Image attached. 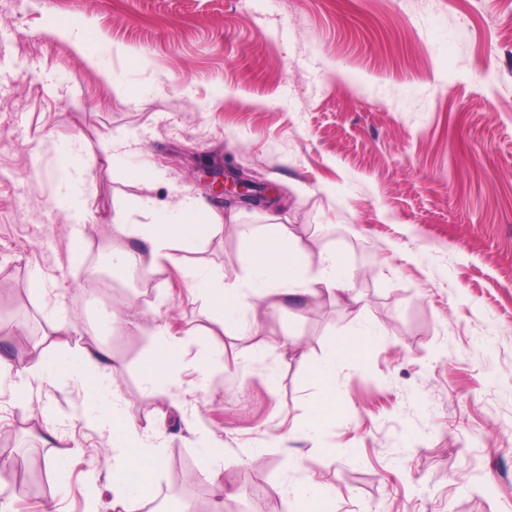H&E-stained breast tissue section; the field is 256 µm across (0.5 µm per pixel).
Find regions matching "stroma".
Segmentation results:
<instances>
[{
    "label": "stroma",
    "mask_w": 512,
    "mask_h": 512,
    "mask_svg": "<svg viewBox=\"0 0 512 512\" xmlns=\"http://www.w3.org/2000/svg\"><path fill=\"white\" fill-rule=\"evenodd\" d=\"M79 30L100 40L98 62ZM76 147L89 173L80 235L61 182ZM200 157L276 186L290 230L336 252L358 298L257 330L240 314L205 387L208 307L180 270L140 288L83 279L104 229L146 220L131 172L157 170L147 194L173 206L207 197ZM262 223L242 209L192 260L240 273ZM135 300L146 332L109 341L129 414L157 432L154 495L181 467L196 479L180 498L212 503L196 446L209 434L248 512H283L284 489L308 479L335 512H512V0H0V322L37 337L63 315L80 337ZM153 326L178 338L182 361L149 391ZM368 328L362 355L336 363L335 416L301 429L318 398L309 364ZM286 336L289 355L276 349ZM36 388L51 422L0 390V459L17 463L0 473V502L112 512L111 493L90 490L111 471L110 437L70 415L102 397ZM249 449L259 466L244 464ZM51 454L64 479L29 492L20 473Z\"/></svg>",
    "instance_id": "stroma-1"
}]
</instances>
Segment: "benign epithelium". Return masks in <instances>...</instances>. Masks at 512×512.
<instances>
[{
    "label": "benign epithelium",
    "instance_id": "7a95c632",
    "mask_svg": "<svg viewBox=\"0 0 512 512\" xmlns=\"http://www.w3.org/2000/svg\"><path fill=\"white\" fill-rule=\"evenodd\" d=\"M193 174L206 190L227 204L260 207L269 202L270 195L277 192V188L271 184L260 183L240 169L227 171L210 159H198Z\"/></svg>",
    "mask_w": 512,
    "mask_h": 512
}]
</instances>
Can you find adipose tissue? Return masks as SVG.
Masks as SVG:
<instances>
[{"instance_id":"adipose-tissue-1","label":"adipose tissue","mask_w":512,"mask_h":512,"mask_svg":"<svg viewBox=\"0 0 512 512\" xmlns=\"http://www.w3.org/2000/svg\"><path fill=\"white\" fill-rule=\"evenodd\" d=\"M149 213V223L117 225L118 236L110 242L116 267L138 269L147 275L164 260L178 267L204 292L209 318L221 331L235 329V315L243 309L250 312L251 324L256 327L290 309L302 312L352 297L348 274L337 264L335 254L290 231L280 213L265 214L264 232L240 258L242 275L231 279L223 271L190 265L186 254L223 231L225 225L238 223V212L222 214L204 199L187 195L174 208L153 206ZM72 332V326L61 317L50 322L36 342L22 330L0 325V380L12 378L13 404L22 412L34 410L33 381L58 377L54 369L61 354L66 357L60 376L65 383L82 386L92 381L109 386L111 348L95 335L85 336L81 344H71ZM154 334L157 350L142 369V381L149 389L156 388L181 361L176 339L168 329L156 328ZM367 342L364 336L351 337L312 365L310 375L321 389L320 399L312 405V426H319L335 412L331 391L337 360L356 355ZM17 349L28 355L20 368L13 359ZM88 423L100 431L120 434L111 445L112 472L107 478L112 512H143L161 462L159 448L144 443L125 419L120 395H113L111 407L89 418Z\"/></svg>"}]
</instances>
